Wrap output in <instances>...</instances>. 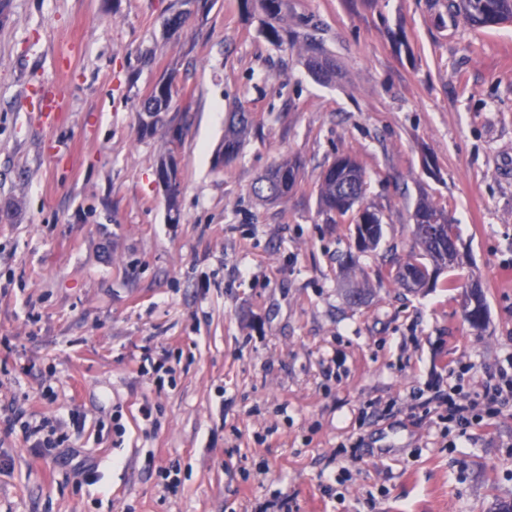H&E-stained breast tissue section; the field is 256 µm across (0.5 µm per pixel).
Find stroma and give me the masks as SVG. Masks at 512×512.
<instances>
[{"mask_svg": "<svg viewBox=\"0 0 512 512\" xmlns=\"http://www.w3.org/2000/svg\"><path fill=\"white\" fill-rule=\"evenodd\" d=\"M180 7L0 8V512H497L512 406L462 431L433 396L512 356V23L473 27L449 0H288L336 64L322 83L242 0L167 30ZM171 73L177 224L167 137L138 132ZM236 112L251 127L221 165ZM341 154L366 169L375 250L319 204ZM285 157L287 201L257 200ZM421 198L457 225L462 263L416 292L388 272ZM298 174L299 164L297 160L282 159L255 182L252 187V194L260 201L286 200L297 182Z\"/></svg>", "mask_w": 512, "mask_h": 512, "instance_id": "obj_1", "label": "stroma"}]
</instances>
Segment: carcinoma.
<instances>
[{
    "label": "carcinoma",
    "instance_id": "cac0c4a2",
    "mask_svg": "<svg viewBox=\"0 0 512 512\" xmlns=\"http://www.w3.org/2000/svg\"><path fill=\"white\" fill-rule=\"evenodd\" d=\"M183 9L173 13L165 21L171 31L183 29L190 17L209 9L211 0H181ZM244 9L258 3L268 21L263 29L264 35L275 43L288 38V0H242ZM457 9L462 12L471 24L479 27L496 26L512 20V0H459ZM293 35L304 50L305 65L320 81H329L334 75L335 64L328 56L316 37V29L302 21L293 23ZM175 80L174 76L155 84L143 100L139 111V131L143 135H152L160 129L166 130L169 136L168 153L161 157L158 167H169L175 162L174 149L171 145L181 143L182 129L172 126L168 117L173 100L167 85ZM250 126L249 117L238 112L224 132V144L221 153L224 161L233 160L240 152L243 138ZM299 174V164L293 159L285 158L275 163L270 170L252 187V194L260 201L273 202L288 199ZM366 175L358 161L350 155H340L334 159L320 175L318 193L321 207L327 212L340 216L356 210L354 224V240L360 252L373 250L382 239V219L380 215L368 208L360 206L366 191ZM414 246L400 262L395 271L389 273L394 282L405 288L409 277L430 270L442 272L459 265V251L455 249L458 241L456 227L448 223L444 210L433 202H419L413 212ZM424 224L440 225L439 238L427 240L420 237V228ZM468 302L473 307V315L487 312L482 289L473 284L467 294Z\"/></svg>",
    "mask_w": 512,
    "mask_h": 512
}]
</instances>
